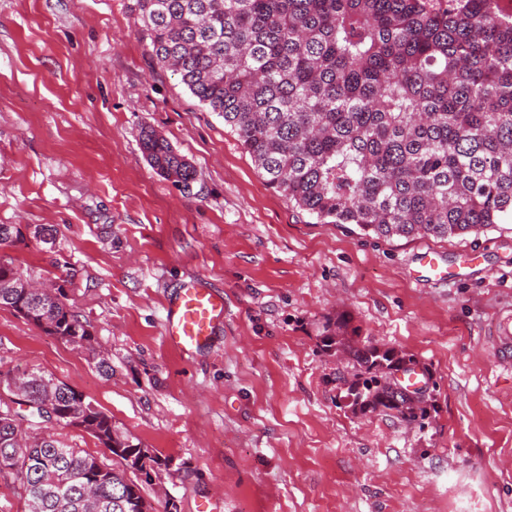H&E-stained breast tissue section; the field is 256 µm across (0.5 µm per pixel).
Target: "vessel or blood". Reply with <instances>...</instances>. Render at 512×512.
<instances>
[{"mask_svg":"<svg viewBox=\"0 0 512 512\" xmlns=\"http://www.w3.org/2000/svg\"><path fill=\"white\" fill-rule=\"evenodd\" d=\"M223 323V295L191 278L181 283L165 306L163 335L169 348L190 354L207 348ZM492 336L498 362L512 366V314L498 316Z\"/></svg>","mask_w":512,"mask_h":512,"instance_id":"obj_1","label":"vessel or blood"}]
</instances>
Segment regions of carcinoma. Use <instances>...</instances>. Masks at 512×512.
Here are the masks:
<instances>
[{
  "instance_id": "cac0c4a2",
  "label": "carcinoma",
  "mask_w": 512,
  "mask_h": 512,
  "mask_svg": "<svg viewBox=\"0 0 512 512\" xmlns=\"http://www.w3.org/2000/svg\"><path fill=\"white\" fill-rule=\"evenodd\" d=\"M499 0H134L154 59L224 119L266 182L324 224L378 238L448 239L512 220V16ZM140 145L161 176L189 187L193 167L152 129ZM0 262V306L44 333L93 348L63 289L34 295ZM325 350L354 370L363 412L428 418L388 374L407 354L360 345L336 318ZM27 414L0 412V469L21 464L27 512H153L141 484L156 457L73 387L33 371L16 380ZM91 434L117 466L22 424ZM132 454L148 457L140 481Z\"/></svg>"
}]
</instances>
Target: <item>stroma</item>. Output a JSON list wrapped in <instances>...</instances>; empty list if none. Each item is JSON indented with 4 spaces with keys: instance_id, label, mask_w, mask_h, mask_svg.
Wrapping results in <instances>:
<instances>
[{
    "instance_id": "1",
    "label": "stroma",
    "mask_w": 512,
    "mask_h": 512,
    "mask_svg": "<svg viewBox=\"0 0 512 512\" xmlns=\"http://www.w3.org/2000/svg\"><path fill=\"white\" fill-rule=\"evenodd\" d=\"M132 7L0 0V224L23 232L0 259L63 288L94 335L77 348L0 306V372L69 384L149 448L156 512H512V372L489 338L512 309V223L448 240L319 223L157 64ZM145 128L190 187L149 165ZM189 276L223 295L224 324L182 355L164 308ZM340 314L416 359L424 427L351 412L346 361L322 348ZM40 429L113 464L83 429ZM140 145L147 162L159 175L186 188L195 179L193 167L154 130H142Z\"/></svg>"
}]
</instances>
